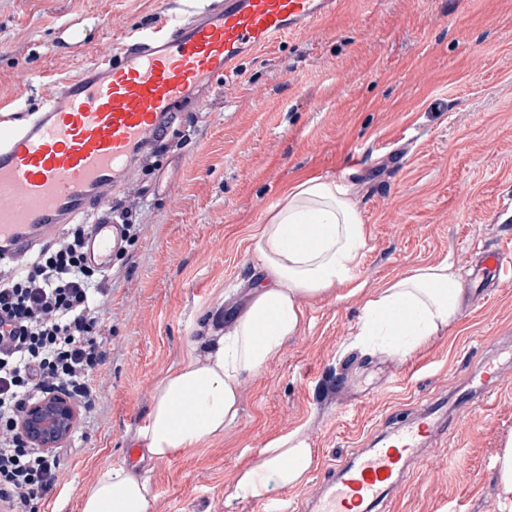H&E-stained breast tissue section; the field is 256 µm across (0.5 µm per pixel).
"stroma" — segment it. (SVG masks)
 <instances>
[{
  "label": "stroma",
  "instance_id": "1",
  "mask_svg": "<svg viewBox=\"0 0 512 512\" xmlns=\"http://www.w3.org/2000/svg\"><path fill=\"white\" fill-rule=\"evenodd\" d=\"M180 0H0V102L33 110ZM307 177L346 185L368 229L358 293L304 301L305 324L241 390L237 423L165 458L139 439L161 379L262 276L252 237L283 190ZM142 230L112 256L94 375L95 406L58 451L59 481L35 512H79V497L134 449L149 512H266L286 497L315 512L328 466L432 414L439 432L374 512H498L494 460L512 434V282L474 278L486 251L512 249V0H342L305 34L245 58L144 154L112 195ZM449 261L458 322L405 357L354 337L374 289ZM500 360L488 397L467 376ZM314 448L299 485L235 492L261 448L295 430Z\"/></svg>",
  "mask_w": 512,
  "mask_h": 512
}]
</instances>
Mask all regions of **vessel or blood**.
<instances>
[{
    "instance_id": "vessel-or-blood-1",
    "label": "vessel or blood",
    "mask_w": 512,
    "mask_h": 512,
    "mask_svg": "<svg viewBox=\"0 0 512 512\" xmlns=\"http://www.w3.org/2000/svg\"><path fill=\"white\" fill-rule=\"evenodd\" d=\"M340 0H191L182 13L119 43L45 92L32 112L0 114V264L17 262L69 224L89 226L88 256L109 269L121 226L106 193L130 176L135 160L159 142L178 112L197 105L245 54L309 30ZM489 285L512 266L483 254ZM428 424L405 428L385 448L336 462L318 512H371L403 475Z\"/></svg>"
}]
</instances>
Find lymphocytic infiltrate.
Instances as JSON below:
<instances>
[{
  "mask_svg": "<svg viewBox=\"0 0 512 512\" xmlns=\"http://www.w3.org/2000/svg\"><path fill=\"white\" fill-rule=\"evenodd\" d=\"M86 227L73 225L36 257L0 265V512H32L54 487L56 459L16 429L28 405L61 391L92 410L101 271L87 264Z\"/></svg>",
  "mask_w": 512,
  "mask_h": 512,
  "instance_id": "f902f5d3",
  "label": "lymphocytic infiltrate"
}]
</instances>
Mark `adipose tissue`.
I'll return each mask as SVG.
<instances>
[{
    "label": "adipose tissue",
    "mask_w": 512,
    "mask_h": 512,
    "mask_svg": "<svg viewBox=\"0 0 512 512\" xmlns=\"http://www.w3.org/2000/svg\"><path fill=\"white\" fill-rule=\"evenodd\" d=\"M367 226L347 187L319 177L284 191L254 237L263 280L227 332L205 356H187L159 383L140 438L163 459L222 434L239 416L245 377L280 353L305 322L303 301L350 282L367 242ZM463 290L452 264L417 267L375 289L360 319L359 343L405 356L440 334L459 315ZM314 450L296 431L262 449L240 471L237 494L262 496L270 486L300 484ZM152 486L136 468L108 469L80 497V512H148Z\"/></svg>",
    "instance_id": "obj_1"
}]
</instances>
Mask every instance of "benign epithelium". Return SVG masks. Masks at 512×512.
<instances>
[{"label":"benign epithelium","mask_w":512,"mask_h":512,"mask_svg":"<svg viewBox=\"0 0 512 512\" xmlns=\"http://www.w3.org/2000/svg\"><path fill=\"white\" fill-rule=\"evenodd\" d=\"M78 418L74 402L63 394L52 393L26 410L18 429L25 440L50 450L64 443Z\"/></svg>","instance_id":"1"}]
</instances>
